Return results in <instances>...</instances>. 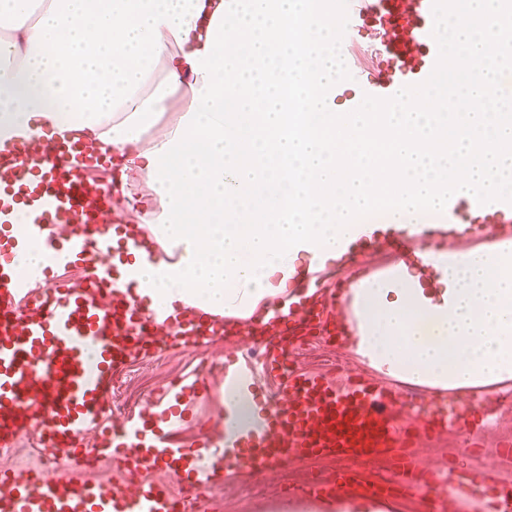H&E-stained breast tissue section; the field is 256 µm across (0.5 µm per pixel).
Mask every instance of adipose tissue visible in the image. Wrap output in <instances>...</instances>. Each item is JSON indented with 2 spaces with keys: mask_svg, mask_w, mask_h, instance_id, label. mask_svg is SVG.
<instances>
[{
  "mask_svg": "<svg viewBox=\"0 0 512 512\" xmlns=\"http://www.w3.org/2000/svg\"><path fill=\"white\" fill-rule=\"evenodd\" d=\"M446 55L466 61L391 111L339 112L342 24L326 0H0V142L87 131L121 150L159 212L116 278L144 307L241 317L363 244L361 217L416 236L452 189L512 196V100L496 48L512 0H453ZM186 107L161 125L173 99ZM357 352L388 375L469 386L512 377V239L419 246L351 283Z\"/></svg>",
  "mask_w": 512,
  "mask_h": 512,
  "instance_id": "adipose-tissue-1",
  "label": "adipose tissue"
}]
</instances>
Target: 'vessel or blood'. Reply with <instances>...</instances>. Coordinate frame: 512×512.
Listing matches in <instances>:
<instances>
[{"mask_svg": "<svg viewBox=\"0 0 512 512\" xmlns=\"http://www.w3.org/2000/svg\"><path fill=\"white\" fill-rule=\"evenodd\" d=\"M344 25L385 32L381 53L386 66L370 78L350 70L358 98L375 111H389L404 81L429 82L447 66L435 35L448 0H350ZM45 151L19 155L0 150V447H13L22 432L37 430L46 453L60 456L58 473L0 469V512H186L189 497L219 485L226 472L247 465L267 471L291 459L332 458L335 473L312 475L301 494L329 493L353 499L364 495L392 503L420 491L422 512L446 504L456 512L447 487H465V476L439 475L423 467L406 424L418 420L438 434L465 429L467 447L482 451L479 418L491 416L488 390L474 387L468 402L456 391L381 378L337 384L333 373H299L288 365L289 347L311 332L328 336L334 295L316 273L298 266L288 274L291 298L304 302L301 316L275 315L253 324L267 371L280 376L277 389L258 386L253 371L237 357L224 360L225 382L245 388L260 407L246 432L226 430L223 449L172 445L174 423L185 420L204 390L198 381L179 379L138 418L109 424L106 400L113 374L149 349L205 343L224 333V323L201 312L141 309L135 280L116 283L106 264L113 258L112 224L120 193L116 155L97 153L89 138L60 140L43 135ZM28 212L26 237L41 241L52 269L19 275L11 259L21 244L13 234L17 209ZM72 225L66 238L51 232ZM476 224L512 233V198L481 201L452 192L424 232L430 237L459 233ZM76 267L78 281L64 277ZM108 457L118 478L89 479L88 456ZM209 464H202V456ZM389 463L392 483L376 484L367 474ZM165 471L169 482L150 479ZM488 512H512V486L492 482Z\"/></svg>", "mask_w": 512, "mask_h": 512, "instance_id": "vessel-or-blood-1", "label": "vessel or blood"}]
</instances>
